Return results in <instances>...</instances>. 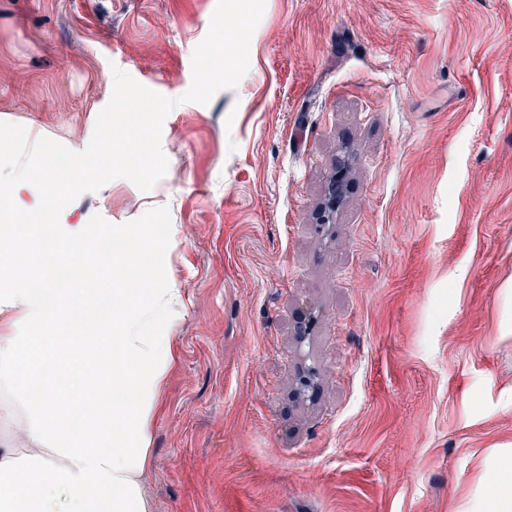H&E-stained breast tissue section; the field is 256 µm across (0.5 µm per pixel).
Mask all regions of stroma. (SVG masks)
I'll use <instances>...</instances> for the list:
<instances>
[{"label":"stroma","instance_id":"1","mask_svg":"<svg viewBox=\"0 0 512 512\" xmlns=\"http://www.w3.org/2000/svg\"><path fill=\"white\" fill-rule=\"evenodd\" d=\"M216 5L0 0V121L84 149L113 68L189 89ZM161 147L151 190L115 179L60 215L170 212L153 512H499L512 0H265L236 88L173 108Z\"/></svg>","mask_w":512,"mask_h":512}]
</instances>
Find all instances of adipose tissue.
Listing matches in <instances>:
<instances>
[{
	"instance_id": "ef3b65f1",
	"label": "adipose tissue",
	"mask_w": 512,
	"mask_h": 512,
	"mask_svg": "<svg viewBox=\"0 0 512 512\" xmlns=\"http://www.w3.org/2000/svg\"><path fill=\"white\" fill-rule=\"evenodd\" d=\"M58 206L54 196L25 211L0 200V264L16 270L0 287V394L13 398L28 442L0 443V512H152L149 428L172 340L143 335L141 324L168 304L151 272L126 289L109 230L63 245L46 237ZM52 253L106 274L112 292L23 276Z\"/></svg>"
}]
</instances>
